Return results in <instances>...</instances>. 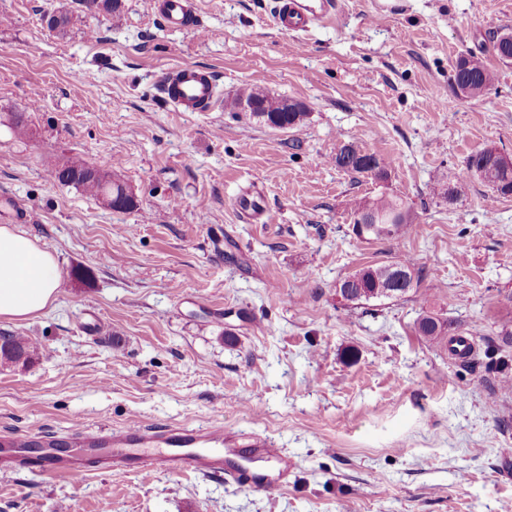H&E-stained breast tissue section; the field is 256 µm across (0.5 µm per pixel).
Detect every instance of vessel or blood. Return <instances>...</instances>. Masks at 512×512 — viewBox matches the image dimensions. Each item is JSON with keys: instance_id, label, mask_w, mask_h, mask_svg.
I'll list each match as a JSON object with an SVG mask.
<instances>
[{"instance_id": "1", "label": "vessel or blood", "mask_w": 512, "mask_h": 512, "mask_svg": "<svg viewBox=\"0 0 512 512\" xmlns=\"http://www.w3.org/2000/svg\"><path fill=\"white\" fill-rule=\"evenodd\" d=\"M150 11L169 29L192 28L191 0H149ZM338 0H276L273 18L283 33L301 34L335 14ZM217 79L207 70L186 65L162 81L165 100L179 112H206L215 101ZM247 222L262 221L267 210L262 190L236 202ZM0 465L41 472L83 476L127 467L149 477L165 471L225 478L240 487L269 489L283 484L290 462L268 438L241 440L214 425L143 426L100 429L68 436L6 434L0 436Z\"/></svg>"}]
</instances>
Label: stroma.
Returning a JSON list of instances; mask_svg holds the SVG:
<instances>
[{
    "label": "stroma",
    "instance_id": "obj_1",
    "mask_svg": "<svg viewBox=\"0 0 512 512\" xmlns=\"http://www.w3.org/2000/svg\"><path fill=\"white\" fill-rule=\"evenodd\" d=\"M0 0V200L53 253L54 306L0 319L27 364H0V432L224 426L272 440L287 486L244 490L220 477L80 478L0 469V512H503L512 504V195L466 169L479 149L512 157V62L493 53L512 0H339L324 24L279 31L274 0H195L172 31L147 0L92 13L67 0ZM473 54L496 75L455 97ZM212 69L208 112H176L159 80ZM259 86L308 115L275 129L234 106ZM25 113L29 134L11 128ZM386 158V178L338 168L342 146ZM70 158L117 174L132 210L55 179ZM454 175L455 192H435ZM263 187L268 220L237 198ZM389 194L404 233L359 240L354 202ZM409 258L423 272L401 299L355 304L348 274ZM432 311L472 337L458 361L417 336ZM494 80V73L471 54L459 57L453 67L452 87L457 96H461L457 88H467L468 92L462 96L479 98L491 89Z\"/></svg>",
    "mask_w": 512,
    "mask_h": 512
}]
</instances>
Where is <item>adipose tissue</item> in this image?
<instances>
[{
    "label": "adipose tissue",
    "mask_w": 512,
    "mask_h": 512,
    "mask_svg": "<svg viewBox=\"0 0 512 512\" xmlns=\"http://www.w3.org/2000/svg\"><path fill=\"white\" fill-rule=\"evenodd\" d=\"M61 272L56 257L30 236L0 226V318L22 321L56 300Z\"/></svg>",
    "instance_id": "adipose-tissue-1"
}]
</instances>
